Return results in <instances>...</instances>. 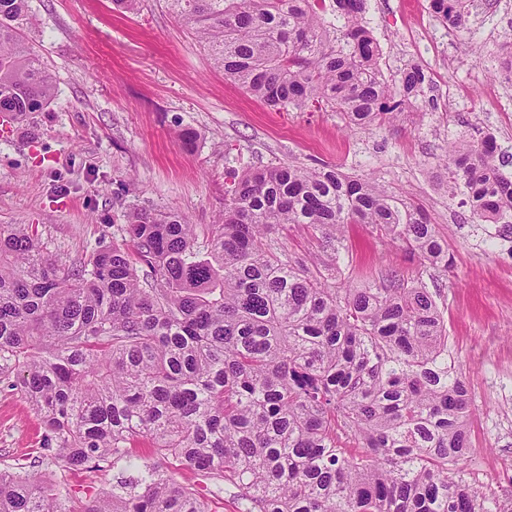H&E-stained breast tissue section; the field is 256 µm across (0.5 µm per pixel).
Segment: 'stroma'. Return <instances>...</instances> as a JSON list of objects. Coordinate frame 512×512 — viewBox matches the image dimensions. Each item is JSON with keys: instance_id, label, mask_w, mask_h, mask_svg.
<instances>
[{"instance_id": "stroma-1", "label": "stroma", "mask_w": 512, "mask_h": 512, "mask_svg": "<svg viewBox=\"0 0 512 512\" xmlns=\"http://www.w3.org/2000/svg\"><path fill=\"white\" fill-rule=\"evenodd\" d=\"M424 0H367L363 25L380 45L383 81L424 75L414 111L360 130L338 112H272L225 80L206 47L165 0L123 13L112 0H30L26 34L56 77L43 111L0 129V224L37 228L63 262L120 239L122 213L143 208L188 217L207 234L224 217L228 170L288 161L326 163L370 177L421 205L453 252L434 275L446 303L448 345L483 422L461 467L496 496L512 495V245L498 225L469 219L455 181L438 165L449 141L480 129L512 155V83L498 74L512 39V0H476L463 28L446 30ZM191 129L194 144L179 132ZM341 262L354 284L422 267L371 227L354 224ZM43 425L19 388L0 380V469L35 456ZM48 485L82 512L111 488V467L71 471L48 461Z\"/></svg>"}]
</instances>
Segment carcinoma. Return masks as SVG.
Listing matches in <instances>:
<instances>
[{
	"label": "carcinoma",
	"instance_id": "carcinoma-1",
	"mask_svg": "<svg viewBox=\"0 0 512 512\" xmlns=\"http://www.w3.org/2000/svg\"><path fill=\"white\" fill-rule=\"evenodd\" d=\"M224 78L276 112L330 110L357 128L390 125L414 104L415 68L396 91L378 77L366 0H167ZM473 0H431L446 24ZM29 0H0V112L23 121L56 80L22 35ZM489 135L455 140L444 165L472 221L512 216V178ZM368 224L422 266H453L423 207L371 178L299 163L231 174L224 222L205 241L184 215H126L122 242L69 263L37 229L0 224V374L40 413L28 468L0 470V512H73L40 467L123 470L80 512H211L164 474L168 459L224 485L237 512H512L455 472L472 448L473 401L454 361L441 291L391 275L338 278L345 228ZM302 226L335 255L292 256L276 234ZM147 441L150 456L138 454Z\"/></svg>",
	"mask_w": 512,
	"mask_h": 512
}]
</instances>
